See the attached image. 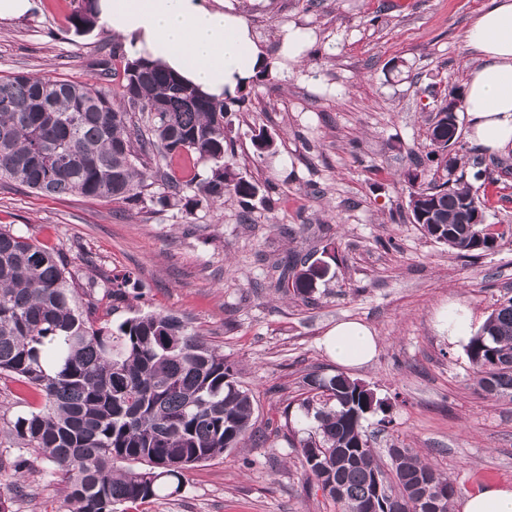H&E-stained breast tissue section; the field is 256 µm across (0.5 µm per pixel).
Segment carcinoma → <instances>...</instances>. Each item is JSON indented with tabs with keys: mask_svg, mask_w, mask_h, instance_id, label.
<instances>
[{
	"mask_svg": "<svg viewBox=\"0 0 512 512\" xmlns=\"http://www.w3.org/2000/svg\"><path fill=\"white\" fill-rule=\"evenodd\" d=\"M94 0L73 17L78 32L96 23ZM118 107L94 85L14 73L0 76V178L46 196L79 193L98 199L144 201L146 173L137 152L166 162L188 158L208 166L199 180L166 177L161 206L192 212L227 194L246 202L261 187L225 162L233 151L232 106L217 101L158 64L126 63ZM428 138L434 163L428 185L409 171L408 210L426 235L464 255L498 246L508 232L485 222L464 224L465 209L487 218L488 195L448 177L445 152L457 126L444 110ZM193 190L187 196L184 190ZM312 262L272 261L270 286L311 298L334 255ZM112 309L138 288L133 273L78 284L60 250L0 225V374L44 396L40 408L18 414L9 433L13 458H0L25 479L26 452L41 451L51 476L66 490L68 512H118L119 507L181 492L184 473L224 456L253 437V403L224 353L181 317L138 310L117 326L96 317L97 289ZM466 353L474 381L488 397L512 401V297L504 299L471 336ZM296 424L308 479L341 512H450L456 483L412 448L388 449L389 467L373 452L363 421L371 401L342 374L308 375ZM434 490L420 501L422 486Z\"/></svg>",
	"mask_w": 512,
	"mask_h": 512,
	"instance_id": "obj_1",
	"label": "carcinoma"
}]
</instances>
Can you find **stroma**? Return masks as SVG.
Returning a JSON list of instances; mask_svg holds the SVG:
<instances>
[{
	"label": "stroma",
	"mask_w": 512,
	"mask_h": 512,
	"mask_svg": "<svg viewBox=\"0 0 512 512\" xmlns=\"http://www.w3.org/2000/svg\"><path fill=\"white\" fill-rule=\"evenodd\" d=\"M485 2L229 0L273 60L276 79L246 88L226 161L240 176L272 185L273 204L257 198L245 206L228 195L189 213L159 206L165 185L150 156L149 199L136 206L44 196L0 180V224L62 250L80 281L133 272L146 309L187 320L250 391L264 441L189 469L180 493L139 512H336L308 482L300 436L286 426L311 373H346L383 400V411L364 422L379 452L393 444L415 449L465 495L512 488V402L474 387L464 345L450 343L441 327L451 300L465 302L474 332L512 296V241L458 256L413 224L405 179L414 157L430 150L427 128L444 95L465 86V33ZM80 4L35 0L28 17L0 21V75L88 82L120 103L119 80L98 78L90 63L114 47L119 69L129 51L104 25L76 33ZM292 26L314 39L297 63L278 55ZM262 129L278 150L260 157L252 138ZM505 162L458 170L473 188L492 190L491 224L512 225V154ZM285 225L293 235L282 233ZM327 245L336 260L312 300L267 287L269 258L318 255ZM342 321L379 336L370 364L343 371L327 356L321 340ZM42 402L0 375V452L12 446L9 420ZM33 465L19 512H67L47 460Z\"/></svg>",
	"instance_id": "stroma-1"
}]
</instances>
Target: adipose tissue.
<instances>
[{
	"instance_id": "adipose-tissue-1",
	"label": "adipose tissue",
	"mask_w": 512,
	"mask_h": 512,
	"mask_svg": "<svg viewBox=\"0 0 512 512\" xmlns=\"http://www.w3.org/2000/svg\"><path fill=\"white\" fill-rule=\"evenodd\" d=\"M96 11L133 56L165 66L217 100L236 97L245 81L272 65L224 0H97ZM466 42L478 61L464 87L468 138L494 154L512 152V0H488ZM322 345L344 368L372 362L378 350L372 329L356 321L336 324Z\"/></svg>"
}]
</instances>
